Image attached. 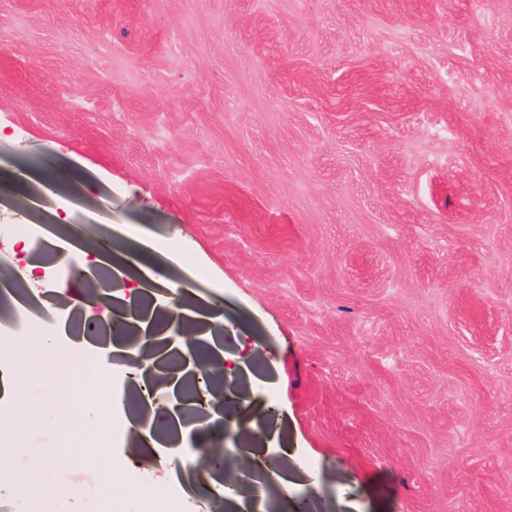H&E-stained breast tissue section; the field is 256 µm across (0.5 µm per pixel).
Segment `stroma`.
<instances>
[{
	"instance_id": "1",
	"label": "stroma",
	"mask_w": 512,
	"mask_h": 512,
	"mask_svg": "<svg viewBox=\"0 0 512 512\" xmlns=\"http://www.w3.org/2000/svg\"><path fill=\"white\" fill-rule=\"evenodd\" d=\"M0 152L82 182L0 207V243L109 224L223 304L276 409L226 445L278 453L314 512H512V0H0ZM0 456L73 460L44 512L142 510L100 481L125 442Z\"/></svg>"
}]
</instances>
